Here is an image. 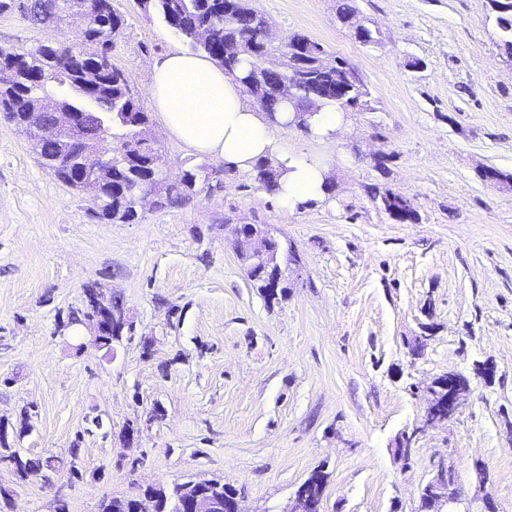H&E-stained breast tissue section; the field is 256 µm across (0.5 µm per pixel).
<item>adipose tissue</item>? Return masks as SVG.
<instances>
[{"label":"adipose tissue","instance_id":"obj_1","mask_svg":"<svg viewBox=\"0 0 512 512\" xmlns=\"http://www.w3.org/2000/svg\"><path fill=\"white\" fill-rule=\"evenodd\" d=\"M149 96L169 135L195 153L239 171L271 162L280 173L276 196L284 209L327 198L326 165L289 149L274 134L292 120L291 106L268 116L251 103L243 85L207 55L175 50L156 60Z\"/></svg>","mask_w":512,"mask_h":512}]
</instances>
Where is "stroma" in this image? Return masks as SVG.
<instances>
[{"mask_svg": "<svg viewBox=\"0 0 512 512\" xmlns=\"http://www.w3.org/2000/svg\"><path fill=\"white\" fill-rule=\"evenodd\" d=\"M111 3L124 24L110 60L149 112L167 181L200 163L209 181L180 204L149 195L138 223L112 224L0 113V420L11 450L55 459L23 479L1 463L14 495L0 512H98L105 497L212 478L244 512H285L317 468L324 512H421L441 460L456 466L459 512H512V186L482 177L512 174V59L488 0H356L369 45L337 20L339 0H252L273 46L304 35L370 93L334 140L277 131L334 181L329 200L292 211L255 171L166 132L150 68L184 42L135 0ZM81 30L0 12V48ZM388 191L412 199L416 221L384 211ZM239 224L268 225L296 253L286 297L266 301L247 277ZM90 288L121 297L133 326L112 349L92 343ZM487 360L491 380L477 372ZM450 370L470 380L460 414L400 458L427 386Z\"/></svg>", "mask_w": 512, "mask_h": 512, "instance_id": "35a3bbf8", "label": "stroma"}]
</instances>
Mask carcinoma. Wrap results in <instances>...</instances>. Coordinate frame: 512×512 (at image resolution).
Wrapping results in <instances>:
<instances>
[{"label":"carcinoma","instance_id":"carcinoma-1","mask_svg":"<svg viewBox=\"0 0 512 512\" xmlns=\"http://www.w3.org/2000/svg\"><path fill=\"white\" fill-rule=\"evenodd\" d=\"M140 9L161 19L195 52H202L219 62L230 74L241 73L240 81L270 118L284 104L280 94L283 84L292 80L288 61L297 58L310 62L307 84L293 100L295 125H302L300 113L323 105H336L346 110L351 93L336 88L341 83L359 89L363 97L369 92L358 85L344 68L324 65L325 51L302 35L289 37L280 49L259 40L266 17L253 8L249 0H135ZM495 13L500 48L512 57V11L502 8L500 0H490ZM36 24L58 25L68 18L83 19L82 41L77 44L48 42L27 52L0 48V69L12 72V82L0 86V112L10 120L20 121L38 112L51 117L55 112H82L84 128L76 131L59 127L56 134L38 138L32 148L42 165L62 183L76 188L80 177L79 154L84 148H95L112 128L121 133L109 162L99 179L104 195L94 201L98 217L114 223L133 224L138 219V195L142 187L156 181L155 170L162 156L154 148L150 136V117L133 93L124 72L109 60L112 37L122 26V20L112 12L111 0H30L25 11ZM83 56L80 63L74 55ZM70 89L66 107L58 101V90ZM259 187L269 193L277 190L280 173L268 162L255 166ZM202 165L184 170L181 179L165 187L166 200L183 202L195 192ZM408 197L386 192L381 197L383 209L390 215L404 212L416 220L417 212L405 206ZM266 259L257 263L251 251L239 258L250 281L268 301L284 297L288 290V275L282 265L291 261L282 253L279 240L271 238L264 246ZM90 312L86 317L101 321L98 346L112 348L124 333L132 331L125 315L123 301L112 294L88 290ZM7 462L20 478L41 468L52 467V458H30L13 451L0 454V463ZM327 474L313 471L297 488V492L314 494L318 485L325 484ZM210 502L213 512H224V497L236 493L231 486L217 479L188 480L170 487H149L137 498L105 497L98 512H139L144 507L152 512H192L189 494Z\"/></svg>","mask_w":512,"mask_h":512}]
</instances>
